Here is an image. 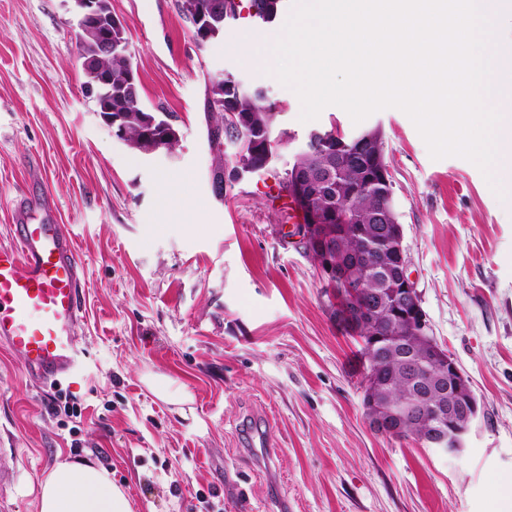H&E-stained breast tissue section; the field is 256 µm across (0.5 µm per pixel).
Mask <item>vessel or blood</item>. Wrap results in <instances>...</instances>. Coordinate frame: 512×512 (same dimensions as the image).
<instances>
[{
  "label": "vessel or blood",
  "instance_id": "obj_1",
  "mask_svg": "<svg viewBox=\"0 0 512 512\" xmlns=\"http://www.w3.org/2000/svg\"><path fill=\"white\" fill-rule=\"evenodd\" d=\"M38 210L43 217L36 223ZM14 222V243L0 246V343L19 354L30 380L43 386L73 373L82 356L73 335L82 260L50 200L21 201Z\"/></svg>",
  "mask_w": 512,
  "mask_h": 512
}]
</instances>
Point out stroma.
I'll use <instances>...</instances> for the list:
<instances>
[{
  "label": "stroma",
  "instance_id": "1",
  "mask_svg": "<svg viewBox=\"0 0 512 512\" xmlns=\"http://www.w3.org/2000/svg\"><path fill=\"white\" fill-rule=\"evenodd\" d=\"M111 4L143 101L176 118L172 151L131 150L83 95L70 0H0V245L17 200L47 196L84 262L70 378L37 386L0 345V512H38L39 482L63 460L109 469L134 512H240L243 498L250 512H494L512 478V205L472 162L431 159L399 109L357 125L330 105L301 121L294 91L238 42L271 31L248 14L202 51L176 0ZM216 73L263 89L288 134L280 170L312 130L380 127L423 309L484 411L460 455L370 429L361 341L338 325L269 177L212 192L204 98ZM58 390L81 417L57 411ZM257 427L272 448L250 446Z\"/></svg>",
  "mask_w": 512,
  "mask_h": 512
}]
</instances>
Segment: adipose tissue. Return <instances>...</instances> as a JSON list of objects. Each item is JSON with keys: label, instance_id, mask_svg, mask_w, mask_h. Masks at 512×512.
<instances>
[{"label": "adipose tissue", "instance_id": "1", "mask_svg": "<svg viewBox=\"0 0 512 512\" xmlns=\"http://www.w3.org/2000/svg\"><path fill=\"white\" fill-rule=\"evenodd\" d=\"M37 499L39 512H133L110 471L88 461L57 462L40 481Z\"/></svg>", "mask_w": 512, "mask_h": 512}]
</instances>
